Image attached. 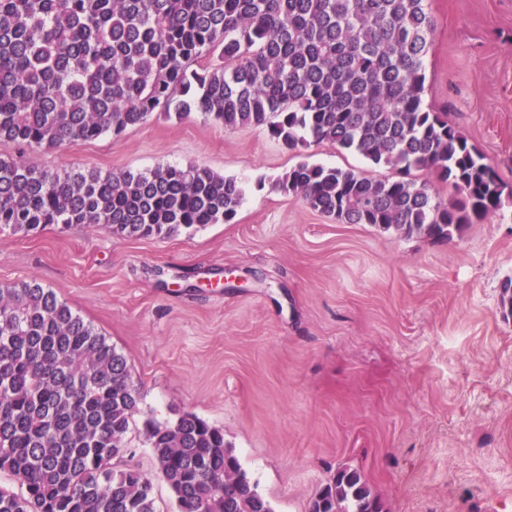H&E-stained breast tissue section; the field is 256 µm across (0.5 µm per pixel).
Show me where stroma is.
I'll list each match as a JSON object with an SVG mask.
<instances>
[{
	"mask_svg": "<svg viewBox=\"0 0 512 512\" xmlns=\"http://www.w3.org/2000/svg\"><path fill=\"white\" fill-rule=\"evenodd\" d=\"M426 107L512 186V0H429ZM0 157L65 172L198 164L244 198L224 224L125 237L99 224L0 233V284L37 280L105 336L141 396L121 467L154 476L146 417L221 429L275 512H308L340 467L383 512H512V200L452 241L343 224L272 182L298 162L389 169L266 127L153 115L120 136Z\"/></svg>",
	"mask_w": 512,
	"mask_h": 512,
	"instance_id": "obj_1",
	"label": "stroma"
}]
</instances>
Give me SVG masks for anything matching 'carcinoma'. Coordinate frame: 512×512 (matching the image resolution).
<instances>
[{
  "mask_svg": "<svg viewBox=\"0 0 512 512\" xmlns=\"http://www.w3.org/2000/svg\"><path fill=\"white\" fill-rule=\"evenodd\" d=\"M429 0H0V141L54 149L159 113L264 125L290 149L328 142L394 172L301 161L275 187L346 224L452 240L499 211L495 168L448 113L423 104ZM218 55L221 63L193 65ZM423 170L459 195L452 204ZM244 192L199 165L59 174L0 158V233L102 224L168 237L232 221ZM140 396L125 357L55 292L0 285V512H158L153 479L118 465ZM177 512H274L222 430L193 413L146 420ZM309 512H380L355 469Z\"/></svg>",
  "mask_w": 512,
  "mask_h": 512,
  "instance_id": "carcinoma-1",
  "label": "carcinoma"
}]
</instances>
